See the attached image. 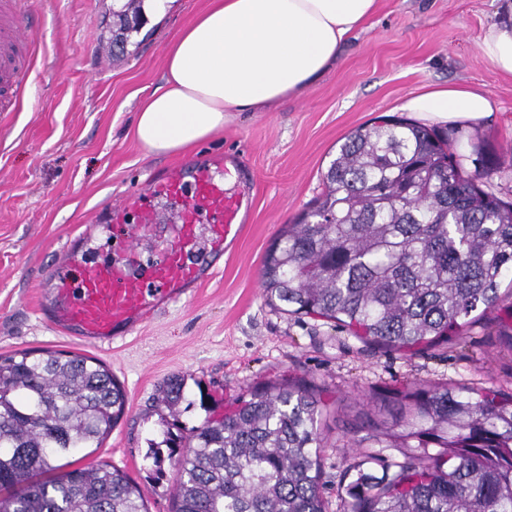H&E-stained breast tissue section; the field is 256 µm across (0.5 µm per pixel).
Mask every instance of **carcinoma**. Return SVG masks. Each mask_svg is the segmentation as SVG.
Instances as JSON below:
<instances>
[{
  "label": "carcinoma",
  "instance_id": "obj_1",
  "mask_svg": "<svg viewBox=\"0 0 512 512\" xmlns=\"http://www.w3.org/2000/svg\"><path fill=\"white\" fill-rule=\"evenodd\" d=\"M144 0L113 11L112 61L140 30ZM449 132L392 116L349 134L308 212L267 249L266 302L351 330L380 349L413 352L458 335L501 301L512 274V201L482 188L501 164L462 170ZM169 377L161 403L184 399ZM413 421L391 435L416 452L378 475L365 456L340 494L344 512H512V399L494 389L428 386ZM98 359L74 352L0 355V512H148L144 491L103 463H80L126 409ZM321 398L301 381L240 397L219 419L168 437L175 512H327L320 476ZM431 448L440 452L433 455Z\"/></svg>",
  "mask_w": 512,
  "mask_h": 512
}]
</instances>
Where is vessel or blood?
I'll return each instance as SVG.
<instances>
[{"label": "vessel or blood", "instance_id": "1", "mask_svg": "<svg viewBox=\"0 0 512 512\" xmlns=\"http://www.w3.org/2000/svg\"><path fill=\"white\" fill-rule=\"evenodd\" d=\"M27 25L12 0H0V95L17 98L19 48L29 43ZM222 161L191 169H175L152 182L151 194L172 205L171 211L147 204L142 194L129 192L107 216L112 226L126 227L123 247L135 251L143 228L169 220L176 226L170 245L161 248L145 276H133L116 264L83 260L66 254L49 272L50 326L85 342L104 346L132 334L159 308L177 301L187 288L206 279L241 230L244 193L225 188L217 177ZM206 233L209 252L193 260L190 248Z\"/></svg>", "mask_w": 512, "mask_h": 512}]
</instances>
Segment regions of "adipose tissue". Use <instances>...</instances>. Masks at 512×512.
I'll use <instances>...</instances> for the list:
<instances>
[{
	"instance_id": "adipose-tissue-1",
	"label": "adipose tissue",
	"mask_w": 512,
	"mask_h": 512,
	"mask_svg": "<svg viewBox=\"0 0 512 512\" xmlns=\"http://www.w3.org/2000/svg\"><path fill=\"white\" fill-rule=\"evenodd\" d=\"M376 0H209L165 55L166 82L140 105L135 136L152 154H175L223 129L230 113L255 112L298 96L336 60ZM481 50L512 76V2ZM436 122H476L487 94L448 87L409 100Z\"/></svg>"
}]
</instances>
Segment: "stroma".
<instances>
[{
    "label": "stroma",
    "instance_id": "stroma-1",
    "mask_svg": "<svg viewBox=\"0 0 512 512\" xmlns=\"http://www.w3.org/2000/svg\"><path fill=\"white\" fill-rule=\"evenodd\" d=\"M208 0H174L147 19L112 62V0H20L35 47L24 100L0 112V354L66 350L102 360L127 397L124 418L94 461L124 470L149 512H173L167 432L188 433L221 416L238 396L281 379L321 391V481L329 512H342L341 483L364 455L402 461L385 435L410 419L408 393L422 385L494 387L512 396V324L503 306L476 315L461 337L416 355L366 345L335 323L290 316L266 304L260 269L272 241L309 208L322 174L350 132L404 115L411 98L438 86L484 89L494 109L477 123L451 122L467 171L475 143L512 148V77L479 43L503 0H378L324 75L267 112H236L223 131L183 152L149 154L134 134L141 102L165 76L168 43ZM246 156L253 177L224 176L253 207L217 273L124 339L94 348L55 332L39 313L46 272L69 248L121 259L114 232L86 236L85 221L123 193L176 165ZM183 376L176 412L158 402L163 382Z\"/></svg>",
    "mask_w": 512,
    "mask_h": 512
}]
</instances>
